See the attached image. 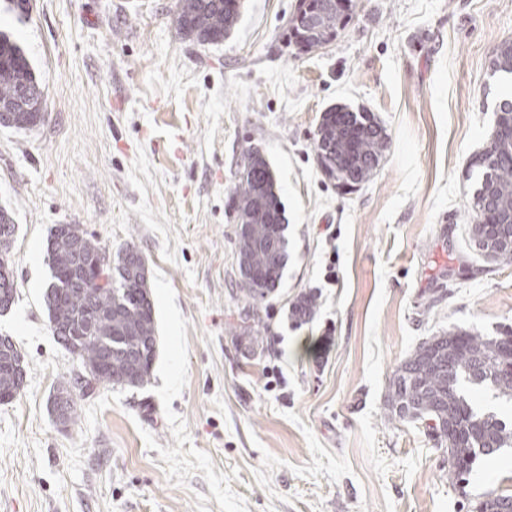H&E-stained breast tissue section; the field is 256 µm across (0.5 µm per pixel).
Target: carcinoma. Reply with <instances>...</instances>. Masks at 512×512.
<instances>
[{
	"label": "carcinoma",
	"instance_id": "1",
	"mask_svg": "<svg viewBox=\"0 0 512 512\" xmlns=\"http://www.w3.org/2000/svg\"><path fill=\"white\" fill-rule=\"evenodd\" d=\"M240 0H179L177 26L180 33L200 43L226 37L240 16ZM354 9V0L336 4L331 24L321 36L308 35L305 27L289 21L288 41L307 52L336 37ZM0 108L9 110L15 100L42 98L41 85L24 51L0 33ZM495 73L512 75V42L503 43L492 59ZM31 98H25V94ZM496 117L498 136L475 155L470 167L481 171L479 186L468 202L473 214L469 225L471 243L485 233L480 219H506L512 215V100L500 104ZM387 144L383 127L369 112L346 106L327 110L318 131V158L325 175L336 185L352 188L378 165ZM246 175L232 190L237 213L251 214L248 235L239 236V261L263 272L265 278L247 282L251 300L263 298L278 284L286 259V238L273 233L272 225L286 220L275 193V178L269 163L254 148L242 153ZM68 225H56L47 250L53 268V291L45 305L51 330L62 329L73 338L69 350L78 352L85 366L95 372V383L80 387L83 393L94 384L111 382L130 360L138 364L136 386L149 383L157 353L154 307L150 291L132 276L129 266L141 257L123 253L112 272V282L92 288L72 273L79 264H90L102 247L81 233L82 254L72 253L59 242ZM470 386H486L512 402V334L484 336L476 330L450 327L426 338L397 367L389 381L385 404L388 411L411 422L431 418L443 425L454 424L459 434L448 441V478L460 481L470 474L481 457L512 447V424L494 412L483 413L466 395ZM24 387L0 365V398L14 399ZM512 506V495L488 493L473 506V512H503Z\"/></svg>",
	"mask_w": 512,
	"mask_h": 512
}]
</instances>
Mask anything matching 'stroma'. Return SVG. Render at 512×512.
Returning a JSON list of instances; mask_svg holds the SVG:
<instances>
[{
    "instance_id": "1",
    "label": "stroma",
    "mask_w": 512,
    "mask_h": 512,
    "mask_svg": "<svg viewBox=\"0 0 512 512\" xmlns=\"http://www.w3.org/2000/svg\"><path fill=\"white\" fill-rule=\"evenodd\" d=\"M297 0H242L223 42L177 28L179 0H0V32L28 57L43 122L0 128V208L17 227V282L0 336L25 358L0 404V512H470L512 495V449L448 478V450L388 416L397 366L455 326L512 332V264L468 241L471 158L512 77V0H356L308 52L284 36ZM372 113L387 134L356 190L319 168L323 113ZM258 149L284 205L288 260L246 297L231 200ZM77 224L110 255L145 257L158 353L141 388L50 399L83 372L44 303L47 240ZM336 277L326 280L328 260ZM316 307L290 311L303 295Z\"/></svg>"
}]
</instances>
